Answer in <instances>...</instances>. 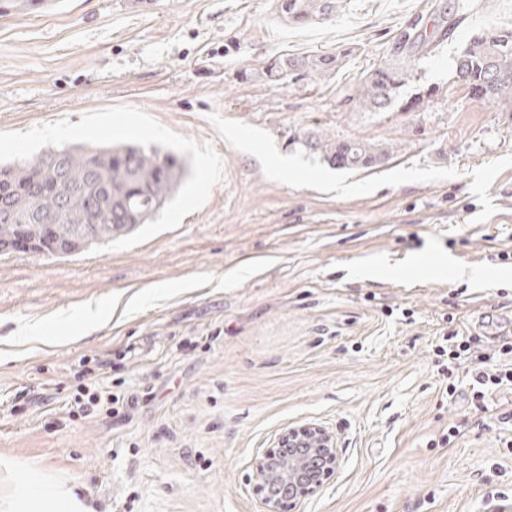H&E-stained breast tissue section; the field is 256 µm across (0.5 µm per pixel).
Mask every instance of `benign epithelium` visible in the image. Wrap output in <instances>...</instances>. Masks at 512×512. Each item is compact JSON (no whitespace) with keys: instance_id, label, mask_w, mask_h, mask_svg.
Wrapping results in <instances>:
<instances>
[{"instance_id":"benign-epithelium-1","label":"benign epithelium","mask_w":512,"mask_h":512,"mask_svg":"<svg viewBox=\"0 0 512 512\" xmlns=\"http://www.w3.org/2000/svg\"><path fill=\"white\" fill-rule=\"evenodd\" d=\"M339 466L335 435L325 427L285 428L255 462L263 512H279L283 502L317 493Z\"/></svg>"}]
</instances>
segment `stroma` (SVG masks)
<instances>
[{"label": "stroma", "mask_w": 512, "mask_h": 512, "mask_svg": "<svg viewBox=\"0 0 512 512\" xmlns=\"http://www.w3.org/2000/svg\"><path fill=\"white\" fill-rule=\"evenodd\" d=\"M418 24L429 48L392 109L352 99ZM512 0H345L302 28L274 0H56L0 11V160L136 137L185 157L156 223L64 257L0 255V461L74 480L91 512H260L254 461L288 426L336 437L340 467L289 512H485L512 484L498 431L430 441L432 344L512 329V112L452 80ZM346 51L329 78L242 79L281 54ZM396 147L338 170L298 137ZM491 230L494 241L483 237ZM464 297H457V290ZM111 309L83 330L80 310ZM56 344L6 354L32 324ZM112 356L127 418L73 420L78 362ZM486 490L484 493V501L486 509H494V511H511L512 509V489L506 491L504 488H498L492 485V482L486 481Z\"/></svg>", "instance_id": "35a3bbf8"}]
</instances>
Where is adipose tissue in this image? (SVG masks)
<instances>
[{"mask_svg": "<svg viewBox=\"0 0 512 512\" xmlns=\"http://www.w3.org/2000/svg\"><path fill=\"white\" fill-rule=\"evenodd\" d=\"M9 487L0 512H88L73 487L52 480L34 484L9 471Z\"/></svg>", "mask_w": 512, "mask_h": 512, "instance_id": "adipose-tissue-1", "label": "adipose tissue"}]
</instances>
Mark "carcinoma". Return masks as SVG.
Wrapping results in <instances>:
<instances>
[{"mask_svg":"<svg viewBox=\"0 0 512 512\" xmlns=\"http://www.w3.org/2000/svg\"><path fill=\"white\" fill-rule=\"evenodd\" d=\"M344 0H277L282 18L334 16ZM428 48L417 25L405 30L391 58L358 79L353 98L372 112L392 108ZM343 51L279 55L261 71L267 83L320 80L334 74ZM453 82L502 112H512V28L476 33L455 59ZM301 145L336 169L379 165L390 147L358 139L307 136ZM62 157L63 165L55 164ZM189 176L185 158L137 142L47 149L23 165L0 164V255L31 252L65 257L127 236L174 200Z\"/></svg>","mask_w":512,"mask_h":512,"instance_id":"cac0c4a2","label":"carcinoma"}]
</instances>
